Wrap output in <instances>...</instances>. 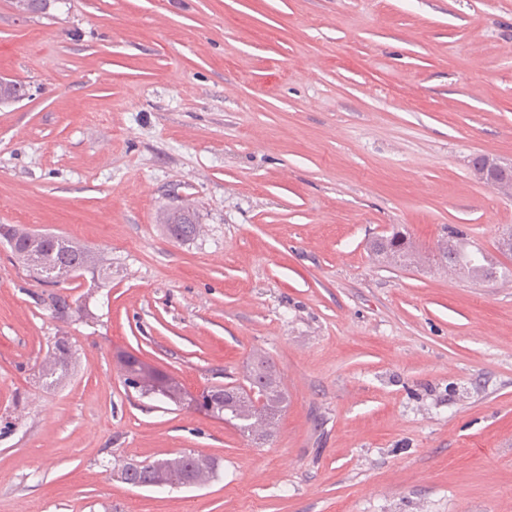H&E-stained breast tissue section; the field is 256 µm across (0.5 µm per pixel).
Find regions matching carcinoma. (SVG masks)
<instances>
[{"label": "carcinoma", "mask_w": 512, "mask_h": 512, "mask_svg": "<svg viewBox=\"0 0 512 512\" xmlns=\"http://www.w3.org/2000/svg\"><path fill=\"white\" fill-rule=\"evenodd\" d=\"M22 94L21 85L15 81L6 79L0 84V104L11 103ZM162 223L166 224L170 236L176 239L187 240L199 232L194 214L187 208L166 213ZM0 239L9 245L20 263L44 282L75 281L99 266V258L93 251L54 234L35 233L17 226H0ZM370 250L375 258L395 264H405L415 258L413 243L398 230L375 239L370 244ZM437 257L442 264L474 280L490 282L500 278L497 261L473 245L456 227L448 228V235L442 238L438 246ZM72 358L71 343L64 338L56 340L43 362L42 375L49 379L63 374L71 365ZM119 363L123 375L133 379L134 389L140 395L155 397L176 406L183 404L185 388L176 378L143 365L140 359L130 354L121 355ZM203 398L210 401L207 411L213 416L235 423L257 439L268 435L288 405V396L282 388L275 365L262 354H255L251 358L244 384L213 388L206 391ZM113 470L131 486L201 488L218 477L219 464L212 457L180 452L151 462L139 474H128V462L124 460L116 463Z\"/></svg>", "instance_id": "cac0c4a2"}]
</instances>
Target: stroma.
<instances>
[{
    "mask_svg": "<svg viewBox=\"0 0 512 512\" xmlns=\"http://www.w3.org/2000/svg\"><path fill=\"white\" fill-rule=\"evenodd\" d=\"M1 77L0 225L112 274L45 283L0 243V512H512V198L471 167L512 162V0H0ZM451 227L508 277L448 274ZM395 229L411 265L369 251ZM122 352L193 396L262 352L288 406L258 444L139 396ZM180 451L218 479L110 474ZM162 224H166L170 236L181 240L194 237L200 230L194 214L187 208L167 212L163 217ZM73 358L72 345L66 339L61 338L55 341L51 353L44 360L42 365V376L46 379L54 378L57 374L63 375L71 365Z\"/></svg>",
    "mask_w": 512,
    "mask_h": 512,
    "instance_id": "obj_1",
    "label": "stroma"
}]
</instances>
